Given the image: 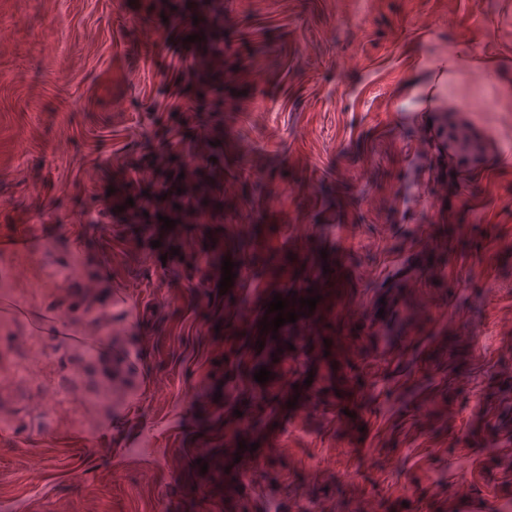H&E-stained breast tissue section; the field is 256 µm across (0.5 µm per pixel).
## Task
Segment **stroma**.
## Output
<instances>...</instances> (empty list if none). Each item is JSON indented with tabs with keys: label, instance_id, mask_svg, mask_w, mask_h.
<instances>
[{
	"label": "stroma",
	"instance_id": "35a3bbf8",
	"mask_svg": "<svg viewBox=\"0 0 512 512\" xmlns=\"http://www.w3.org/2000/svg\"><path fill=\"white\" fill-rule=\"evenodd\" d=\"M220 43L207 98L248 91L213 112L186 82V42L142 30L125 0H0V233L42 224L0 249L4 297L35 315L74 288L105 297L138 375L110 418L80 410L52 434L0 433V512H512V0H224ZM442 59L436 88L417 82ZM452 120L484 142L479 163L438 150ZM216 124L221 144L187 151ZM207 206L220 222L197 225L176 261L124 231L132 215ZM255 220L280 251L338 250L355 311L319 301L320 342L262 331L293 273L271 280L232 249V226ZM444 224L490 257L452 252L419 276L414 253ZM219 251L251 312L239 334L214 286ZM67 263L74 282L39 284ZM340 336L361 355L346 431L318 366ZM270 360L287 381L312 373V407L255 381ZM235 388L259 395L271 425L255 464L233 450ZM196 391L213 398L193 407Z\"/></svg>",
	"mask_w": 512,
	"mask_h": 512
}]
</instances>
